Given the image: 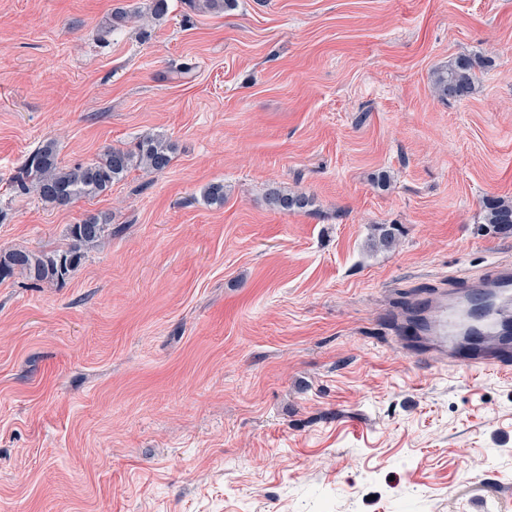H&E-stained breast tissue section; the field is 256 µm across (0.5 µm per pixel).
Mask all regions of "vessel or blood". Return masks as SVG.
Masks as SVG:
<instances>
[{
	"label": "vessel or blood",
	"mask_w": 512,
	"mask_h": 512,
	"mask_svg": "<svg viewBox=\"0 0 512 512\" xmlns=\"http://www.w3.org/2000/svg\"><path fill=\"white\" fill-rule=\"evenodd\" d=\"M397 332L404 349L419 359L468 370L512 368V263L415 299Z\"/></svg>",
	"instance_id": "obj_1"
}]
</instances>
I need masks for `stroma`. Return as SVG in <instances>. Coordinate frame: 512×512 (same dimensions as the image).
<instances>
[{
	"label": "stroma",
	"mask_w": 512,
	"mask_h": 512,
	"mask_svg": "<svg viewBox=\"0 0 512 512\" xmlns=\"http://www.w3.org/2000/svg\"><path fill=\"white\" fill-rule=\"evenodd\" d=\"M0 0V512H512V369L408 355L405 297L512 260V0ZM486 59L466 100L437 70ZM164 135L63 208L11 178ZM223 184V205L202 192ZM309 198L269 211L267 188ZM397 240L384 250L382 227ZM485 221L499 233L512 231V203L490 201L485 206ZM109 214L90 215L67 228L70 243L65 249L33 252L27 249H0V280L15 273L25 276L32 284L65 281L73 269L86 258L107 235L112 234Z\"/></svg>",
	"instance_id": "1"
}]
</instances>
